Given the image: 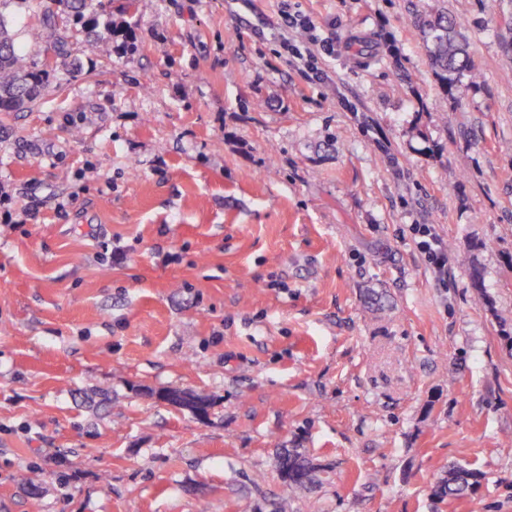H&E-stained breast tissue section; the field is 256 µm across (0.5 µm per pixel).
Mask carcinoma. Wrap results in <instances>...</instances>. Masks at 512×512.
I'll return each mask as SVG.
<instances>
[{"label": "carcinoma", "instance_id": "1", "mask_svg": "<svg viewBox=\"0 0 512 512\" xmlns=\"http://www.w3.org/2000/svg\"><path fill=\"white\" fill-rule=\"evenodd\" d=\"M57 4L63 13L74 18L82 33L103 37L102 52L111 54L112 38L118 35L119 25L110 19L101 20L103 13L93 6V0H57ZM414 18L443 92L452 97L475 84L480 74L460 32L461 22L446 11H416ZM50 73L49 67L37 69L28 61L14 41L7 17L0 11V112H20L30 107L39 98ZM275 466L289 490L275 512H303L306 491L321 481L325 468L298 448L279 453ZM483 479L480 471L454 464L437 483L434 494L442 500L472 496Z\"/></svg>", "mask_w": 512, "mask_h": 512}]
</instances>
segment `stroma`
<instances>
[{"mask_svg":"<svg viewBox=\"0 0 512 512\" xmlns=\"http://www.w3.org/2000/svg\"><path fill=\"white\" fill-rule=\"evenodd\" d=\"M292 2L323 81L282 0H110L108 57L8 8L54 70L0 113V512H273L282 445L328 469L308 512H512V0H423L483 73L453 97L413 0ZM460 461L476 499L433 497ZM282 18L284 21L285 28L288 29V34L291 32L303 33L305 37L304 43L307 45L318 46L317 51L320 50V53L331 54L330 48L324 44L323 40H318L317 35L315 34L316 27L314 23L310 20L306 15H302L299 11H290V5L288 4V11H282ZM323 43V44H322ZM420 252L434 273L443 277L448 273V246L428 224H413L409 227Z\"/></svg>","mask_w":512,"mask_h":512,"instance_id":"obj_1","label":"stroma"}]
</instances>
